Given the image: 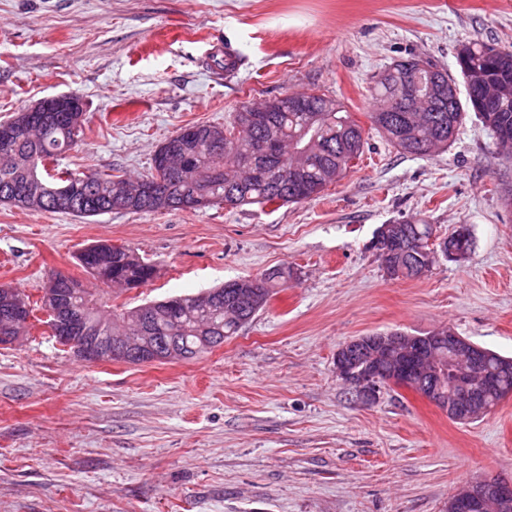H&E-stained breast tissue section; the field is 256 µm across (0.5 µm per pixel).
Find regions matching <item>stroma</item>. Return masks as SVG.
<instances>
[{
    "mask_svg": "<svg viewBox=\"0 0 512 512\" xmlns=\"http://www.w3.org/2000/svg\"><path fill=\"white\" fill-rule=\"evenodd\" d=\"M473 40L512 48V0H0V121L83 100L61 167L137 178L180 127L294 92L342 103L365 140L340 181L276 210L84 221L0 204V285L34 301L51 271L117 311L295 272L237 334L174 363H86L35 311L0 346V512H445L468 479H512V397L460 424L406 388L364 400L334 364L351 338L444 326L512 357V162L472 113L424 157L367 117L379 71L415 57L454 76ZM228 48L241 66L221 77L212 57ZM412 218L439 238L466 227L468 260L390 279L372 242ZM98 241L133 248L156 277L101 286L76 260Z\"/></svg>",
    "mask_w": 512,
    "mask_h": 512,
    "instance_id": "obj_1",
    "label": "stroma"
}]
</instances>
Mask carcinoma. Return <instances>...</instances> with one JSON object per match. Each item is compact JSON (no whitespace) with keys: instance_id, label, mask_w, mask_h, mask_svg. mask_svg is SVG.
<instances>
[{"instance_id":"obj_1","label":"carcinoma","mask_w":512,"mask_h":512,"mask_svg":"<svg viewBox=\"0 0 512 512\" xmlns=\"http://www.w3.org/2000/svg\"><path fill=\"white\" fill-rule=\"evenodd\" d=\"M461 75L481 71L487 82L498 88L496 102L485 105L469 93L466 99H432L429 92L430 62L416 58L393 62L375 80L377 110L369 113L371 124L402 153L428 155L448 145L467 112L497 133H512V50L497 49L472 41L457 54ZM418 86L420 99L392 103L399 87ZM61 121L56 112L22 110L0 128L12 134L11 148L0 151V203L34 213H58L57 188L77 180L82 190L70 198L66 214L86 220L112 212H169L199 210L214 203L235 209L244 205L298 204L321 194L339 181L349 162L363 152L362 127L350 113L324 95L311 94L303 112H288L273 105L259 120L251 118L248 106L240 107L228 125L195 124L194 136L185 139L175 133L167 138L164 151H155L150 172L143 179L153 192L135 195L136 183L118 175L98 171L73 173L48 172V164L72 149L79 141L84 122ZM281 144L277 170L267 178L254 176L252 163L263 161V149ZM392 232L400 240L401 252L379 255L382 266L393 279L417 278L429 271L442 254V242H429L432 225L424 220L394 221ZM77 262L82 269L108 288H131L151 282L155 267L131 249L115 251L97 243L81 251ZM291 269L280 268L259 278L258 299L265 309L274 289L288 285ZM245 280H232L224 286L199 295L171 297L157 304L146 317L155 331L172 332L182 337L185 359L209 352L215 342L211 336H232L258 313L234 306L236 288ZM44 287L64 293L67 311L81 319L94 336H106L109 329L99 327L105 310L91 298L80 280L62 272L50 273ZM221 296L230 309L207 307L212 295ZM147 305L121 312L111 311L112 326L126 335H137L136 318ZM214 325V329H202Z\"/></svg>"}]
</instances>
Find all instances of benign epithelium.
<instances>
[{
  "instance_id": "benign-epithelium-1",
  "label": "benign epithelium",
  "mask_w": 512,
  "mask_h": 512,
  "mask_svg": "<svg viewBox=\"0 0 512 512\" xmlns=\"http://www.w3.org/2000/svg\"><path fill=\"white\" fill-rule=\"evenodd\" d=\"M30 112H82L84 104L70 94L43 98L28 107ZM43 301L52 304L53 333L72 346L88 363H102L120 357L129 364L181 360L179 340H163L146 326L136 345L125 336H88L74 321L61 314L59 294L52 288L41 291ZM25 308L0 303V320L12 329L25 318ZM336 374L366 400L387 384L409 387L452 418L469 419L478 405H485L481 389L494 390L487 353L454 330H436L426 336L405 332H381L348 340L336 351ZM447 512H512V481L485 478L467 481L448 499Z\"/></svg>"
}]
</instances>
